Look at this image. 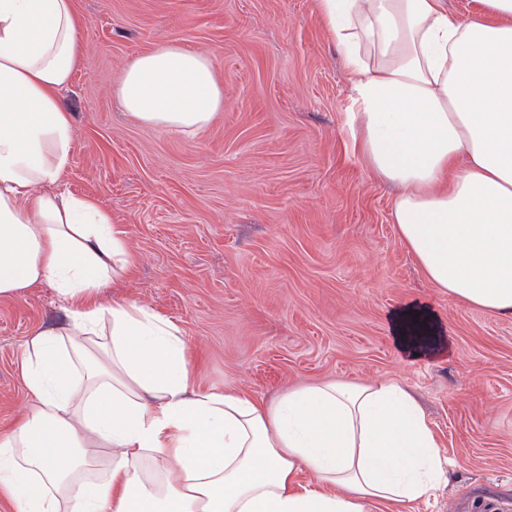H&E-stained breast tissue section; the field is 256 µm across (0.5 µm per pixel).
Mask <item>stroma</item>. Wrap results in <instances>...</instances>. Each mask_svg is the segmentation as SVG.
<instances>
[{
	"label": "stroma",
	"mask_w": 512,
	"mask_h": 512,
	"mask_svg": "<svg viewBox=\"0 0 512 512\" xmlns=\"http://www.w3.org/2000/svg\"><path fill=\"white\" fill-rule=\"evenodd\" d=\"M81 55L63 186L112 215L138 258L100 302L134 301L181 331L196 384L270 399L325 381L396 382L450 462L410 512H512V317L433 287L391 222L393 189L353 148L350 84L315 0H74ZM161 41L208 53L224 110L204 131L146 126L112 94ZM439 342L405 354L400 307ZM48 283L0 299V432L30 403L33 334L66 321ZM408 311H411V314H408ZM416 313H420L418 318H414ZM414 321H418V324H414ZM416 325L420 326L419 336L414 335ZM391 330L401 349L412 355L426 353L432 338L438 332L433 316L424 307L416 305H408L396 311L392 317ZM401 333H404V336H401Z\"/></svg>",
	"instance_id": "1"
}]
</instances>
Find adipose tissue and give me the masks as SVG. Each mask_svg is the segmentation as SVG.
<instances>
[{"mask_svg": "<svg viewBox=\"0 0 512 512\" xmlns=\"http://www.w3.org/2000/svg\"><path fill=\"white\" fill-rule=\"evenodd\" d=\"M316 0L351 83L363 163L392 186V222L429 283L512 316V0ZM73 0H0V298L53 284L69 322L29 341L22 419L0 434V496L17 512H372L444 475L399 385L336 384L273 400L202 390L178 327L97 302L134 254L93 198L61 190L74 122L61 100L80 52ZM113 92L138 122L205 130L224 108L211 58L160 42ZM402 350L438 329L399 309ZM105 474H98L101 457Z\"/></svg>", "mask_w": 512, "mask_h": 512, "instance_id": "ef3b65f1", "label": "adipose tissue"}]
</instances>
